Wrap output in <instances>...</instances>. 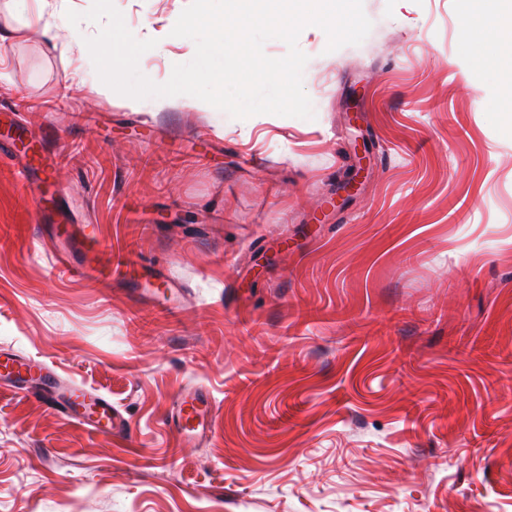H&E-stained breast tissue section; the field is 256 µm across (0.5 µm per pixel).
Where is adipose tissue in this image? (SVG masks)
Wrapping results in <instances>:
<instances>
[{
    "mask_svg": "<svg viewBox=\"0 0 512 512\" xmlns=\"http://www.w3.org/2000/svg\"><path fill=\"white\" fill-rule=\"evenodd\" d=\"M0 7L13 19L12 25L0 32V38H20L26 31H37L43 40L61 54L79 50L99 68L102 77L98 91L102 94L124 89L125 65L138 62L148 53L143 43H126L120 39L119 25H112L99 35H79L60 27L50 13L46 0H0Z\"/></svg>",
    "mask_w": 512,
    "mask_h": 512,
    "instance_id": "obj_1",
    "label": "adipose tissue"
}]
</instances>
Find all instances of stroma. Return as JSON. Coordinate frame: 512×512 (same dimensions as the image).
Here are the masks:
<instances>
[{
    "mask_svg": "<svg viewBox=\"0 0 512 512\" xmlns=\"http://www.w3.org/2000/svg\"><path fill=\"white\" fill-rule=\"evenodd\" d=\"M113 2L140 39L189 0ZM363 8L361 44L299 36L310 120L135 105L37 33L0 41V113L64 154L72 223L181 291L169 313L53 274L0 159V348L128 425L0 386V512H512V0L477 49L463 0ZM188 385L214 407L194 448L170 422Z\"/></svg>",
    "mask_w": 512,
    "mask_h": 512,
    "instance_id": "obj_1",
    "label": "stroma"
}]
</instances>
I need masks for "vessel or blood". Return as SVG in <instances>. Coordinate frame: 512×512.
<instances>
[{"mask_svg":"<svg viewBox=\"0 0 512 512\" xmlns=\"http://www.w3.org/2000/svg\"><path fill=\"white\" fill-rule=\"evenodd\" d=\"M1 156L17 159L22 185L37 214L47 223L45 235L54 271L77 280L100 281L119 273L141 293L152 286L153 274L142 271L137 261L113 258L111 248L97 238L92 225L71 223L65 194L56 187L62 167L60 154L40 148L10 112L0 115ZM0 381L26 391L47 407L66 408L91 430L111 434L124 431V419L111 400L77 387L46 361L1 348ZM176 405L173 424L184 443H195L210 432L211 403L205 391L196 386L184 388L176 397Z\"/></svg>","mask_w":512,"mask_h":512,"instance_id":"obj_1","label":"vessel or blood"}]
</instances>
